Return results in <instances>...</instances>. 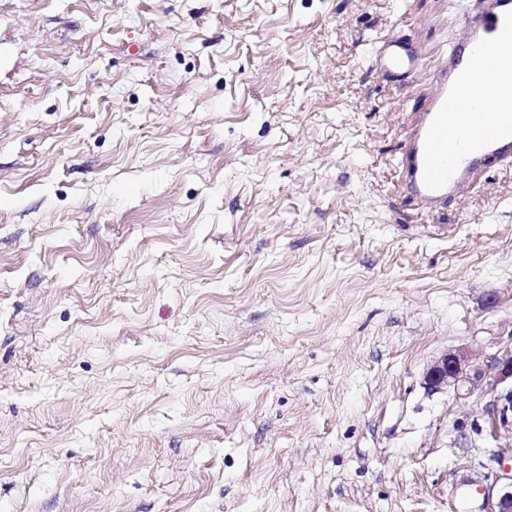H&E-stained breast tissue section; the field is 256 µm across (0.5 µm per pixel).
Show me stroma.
<instances>
[{
    "label": "stroma",
    "mask_w": 512,
    "mask_h": 512,
    "mask_svg": "<svg viewBox=\"0 0 512 512\" xmlns=\"http://www.w3.org/2000/svg\"><path fill=\"white\" fill-rule=\"evenodd\" d=\"M484 7L0 0V512H492L493 395L424 374L512 332V160L399 166ZM373 62L380 71L389 76H399L419 66L408 50L396 43L379 47Z\"/></svg>",
    "instance_id": "stroma-1"
}]
</instances>
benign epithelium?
<instances>
[{"label":"benign epithelium","instance_id":"obj_1","mask_svg":"<svg viewBox=\"0 0 512 512\" xmlns=\"http://www.w3.org/2000/svg\"><path fill=\"white\" fill-rule=\"evenodd\" d=\"M425 384L430 389L448 387L464 400L478 387L486 386L496 393L492 403L493 435L512 427V332L508 341L499 344L493 352L477 349L443 353L427 369ZM493 512H512V483L502 487Z\"/></svg>","mask_w":512,"mask_h":512}]
</instances>
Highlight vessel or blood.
<instances>
[{
  "label": "vessel or blood",
  "instance_id": "vessel-or-blood-1",
  "mask_svg": "<svg viewBox=\"0 0 512 512\" xmlns=\"http://www.w3.org/2000/svg\"><path fill=\"white\" fill-rule=\"evenodd\" d=\"M487 2L482 16L463 28L455 44L459 62L435 68L426 107L403 139L406 189L428 208L448 196L465 195L475 173L490 160L512 158V112H485L477 99L465 94L477 73L491 70L497 80L487 86V95L512 97V0ZM373 62L389 76L418 66L396 43L379 47Z\"/></svg>",
  "mask_w": 512,
  "mask_h": 512
}]
</instances>
